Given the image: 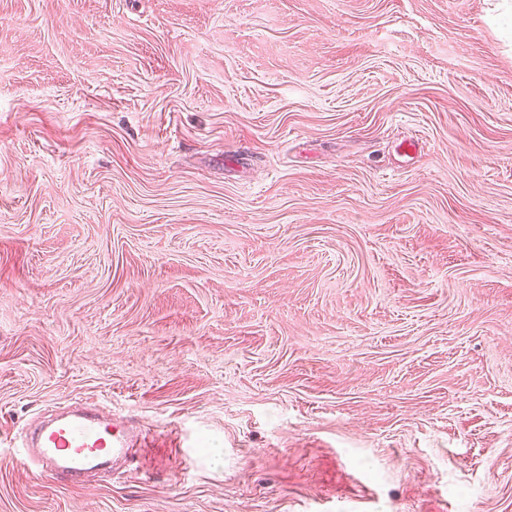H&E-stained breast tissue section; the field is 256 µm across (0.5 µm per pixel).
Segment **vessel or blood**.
Returning <instances> with one entry per match:
<instances>
[{"mask_svg": "<svg viewBox=\"0 0 512 512\" xmlns=\"http://www.w3.org/2000/svg\"><path fill=\"white\" fill-rule=\"evenodd\" d=\"M23 455L42 473L79 480L108 463H127L132 434L121 421L82 404L58 406L32 424Z\"/></svg>", "mask_w": 512, "mask_h": 512, "instance_id": "vessel-or-blood-1", "label": "vessel or blood"}]
</instances>
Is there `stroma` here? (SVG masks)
I'll return each mask as SVG.
<instances>
[{"instance_id":"obj_1","label":"stroma","mask_w":512,"mask_h":512,"mask_svg":"<svg viewBox=\"0 0 512 512\" xmlns=\"http://www.w3.org/2000/svg\"><path fill=\"white\" fill-rule=\"evenodd\" d=\"M0 512H512V0H0ZM23 456L42 473L80 480L104 465L126 464L132 433L122 421L82 404L56 406L25 434Z\"/></svg>"}]
</instances>
